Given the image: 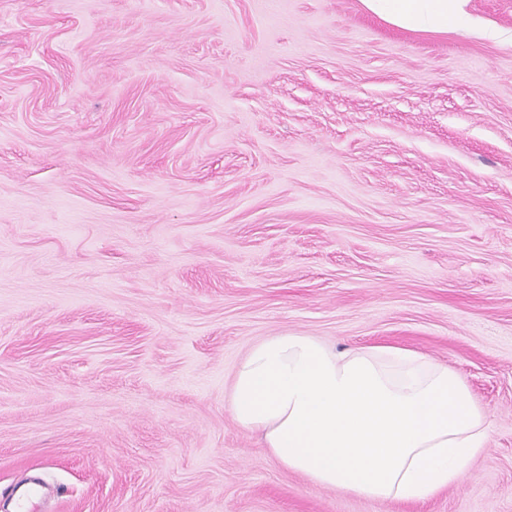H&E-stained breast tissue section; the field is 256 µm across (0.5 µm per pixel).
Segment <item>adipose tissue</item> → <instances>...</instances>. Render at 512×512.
Listing matches in <instances>:
<instances>
[{"label": "adipose tissue", "mask_w": 512, "mask_h": 512, "mask_svg": "<svg viewBox=\"0 0 512 512\" xmlns=\"http://www.w3.org/2000/svg\"><path fill=\"white\" fill-rule=\"evenodd\" d=\"M361 3L415 32L505 38L469 11L470 0ZM224 401L284 469L366 499L434 497L469 472L486 443L461 378L402 348L338 351L311 336H271L238 362Z\"/></svg>", "instance_id": "obj_1"}]
</instances>
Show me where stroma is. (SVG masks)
Masks as SVG:
<instances>
[{"instance_id":"1","label":"stroma","mask_w":512,"mask_h":512,"mask_svg":"<svg viewBox=\"0 0 512 512\" xmlns=\"http://www.w3.org/2000/svg\"><path fill=\"white\" fill-rule=\"evenodd\" d=\"M281 333L448 366L460 484L359 498L224 402ZM512 512V43L360 0H0V512Z\"/></svg>"}]
</instances>
